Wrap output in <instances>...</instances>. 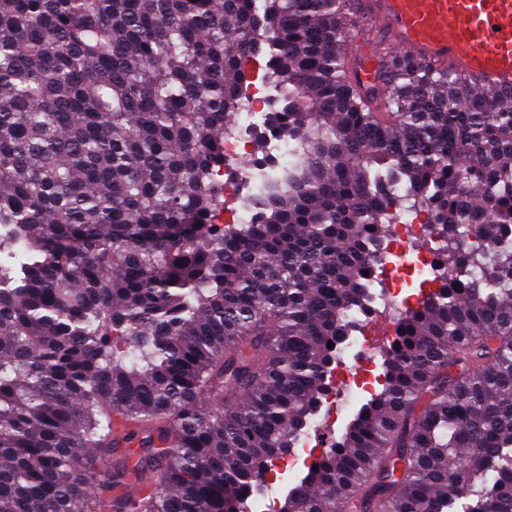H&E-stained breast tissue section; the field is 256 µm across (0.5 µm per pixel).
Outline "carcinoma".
Here are the masks:
<instances>
[{
    "label": "carcinoma",
    "instance_id": "cac0c4a2",
    "mask_svg": "<svg viewBox=\"0 0 512 512\" xmlns=\"http://www.w3.org/2000/svg\"><path fill=\"white\" fill-rule=\"evenodd\" d=\"M348 2L0 0V512H251L395 212L438 261L278 512H512V89L410 55L361 85Z\"/></svg>",
    "mask_w": 512,
    "mask_h": 512
}]
</instances>
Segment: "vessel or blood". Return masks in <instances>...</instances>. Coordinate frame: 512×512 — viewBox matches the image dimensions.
I'll return each mask as SVG.
<instances>
[{
	"label": "vessel or blood",
	"instance_id": "b4317fda",
	"mask_svg": "<svg viewBox=\"0 0 512 512\" xmlns=\"http://www.w3.org/2000/svg\"><path fill=\"white\" fill-rule=\"evenodd\" d=\"M368 21L388 27L405 53L454 69L474 89L512 88V0H362L352 47H364Z\"/></svg>",
	"mask_w": 512,
	"mask_h": 512
}]
</instances>
